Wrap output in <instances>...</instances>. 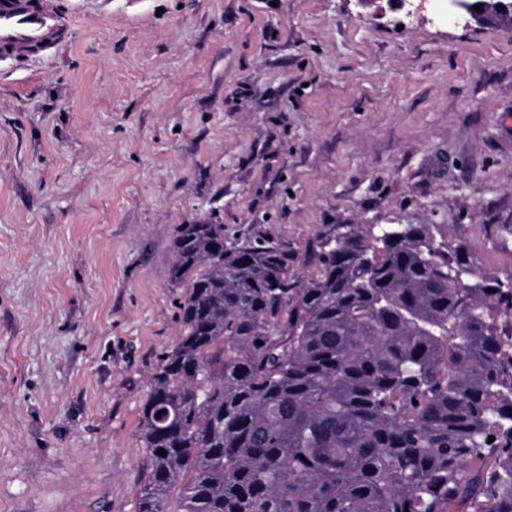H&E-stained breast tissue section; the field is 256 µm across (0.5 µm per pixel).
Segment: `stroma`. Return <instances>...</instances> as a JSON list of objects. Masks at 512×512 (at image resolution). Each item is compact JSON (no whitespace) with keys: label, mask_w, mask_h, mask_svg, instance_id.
<instances>
[{"label":"stroma","mask_w":512,"mask_h":512,"mask_svg":"<svg viewBox=\"0 0 512 512\" xmlns=\"http://www.w3.org/2000/svg\"><path fill=\"white\" fill-rule=\"evenodd\" d=\"M0 65V512H133L177 225L439 224L512 275V18L446 0H59ZM480 5V10L476 11L474 6ZM504 7V10L499 9ZM465 12L470 19L478 26H483L495 18H505L512 16L511 0H448V15H456L458 12Z\"/></svg>","instance_id":"obj_1"}]
</instances>
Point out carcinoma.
I'll use <instances>...</instances> for the list:
<instances>
[{
    "mask_svg": "<svg viewBox=\"0 0 512 512\" xmlns=\"http://www.w3.org/2000/svg\"><path fill=\"white\" fill-rule=\"evenodd\" d=\"M134 512H512V276L436 224H179Z\"/></svg>",
    "mask_w": 512,
    "mask_h": 512,
    "instance_id": "carcinoma-1",
    "label": "carcinoma"
}]
</instances>
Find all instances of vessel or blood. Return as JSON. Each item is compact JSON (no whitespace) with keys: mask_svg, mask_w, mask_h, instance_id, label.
I'll return each instance as SVG.
<instances>
[{"mask_svg":"<svg viewBox=\"0 0 512 512\" xmlns=\"http://www.w3.org/2000/svg\"><path fill=\"white\" fill-rule=\"evenodd\" d=\"M73 26L57 0H0V62L52 54Z\"/></svg>","mask_w":512,"mask_h":512,"instance_id":"1","label":"vessel or blood"}]
</instances>
